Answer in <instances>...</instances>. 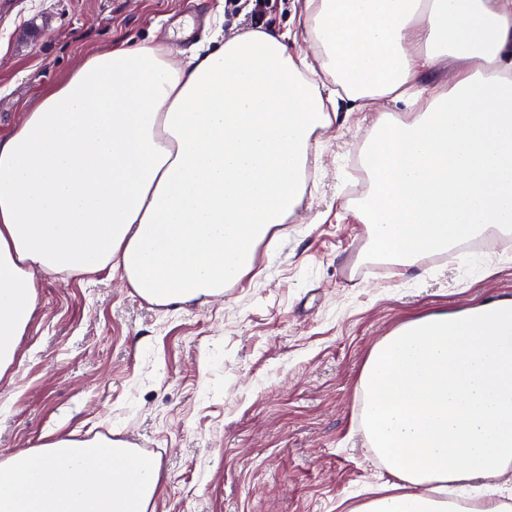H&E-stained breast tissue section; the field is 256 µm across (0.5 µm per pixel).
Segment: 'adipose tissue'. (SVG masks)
Segmentation results:
<instances>
[{"label":"adipose tissue","mask_w":512,"mask_h":512,"mask_svg":"<svg viewBox=\"0 0 512 512\" xmlns=\"http://www.w3.org/2000/svg\"><path fill=\"white\" fill-rule=\"evenodd\" d=\"M309 52L298 51V44ZM451 86L422 79L442 68ZM379 113L356 203L379 257L512 236V0H303L296 26L90 54L0 137V377L36 272L110 271L150 303L223 295L307 193L314 134ZM393 482L355 512H461L424 491L512 470V297L405 322L360 373ZM158 464L105 437L0 459V512H150Z\"/></svg>","instance_id":"ef3b65f1"}]
</instances>
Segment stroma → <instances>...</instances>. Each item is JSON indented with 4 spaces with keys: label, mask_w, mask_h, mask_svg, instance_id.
Here are the masks:
<instances>
[{
    "label": "stroma",
    "mask_w": 512,
    "mask_h": 512,
    "mask_svg": "<svg viewBox=\"0 0 512 512\" xmlns=\"http://www.w3.org/2000/svg\"><path fill=\"white\" fill-rule=\"evenodd\" d=\"M237 0H0V136L85 56L166 41L186 60ZM370 112L317 133L301 211L219 297L168 307L108 272L40 273L18 356L0 378V455L48 434L123 439L157 458L154 512H355L388 480L362 424L372 348L428 313L512 296V260L459 246L400 274L369 259L356 217Z\"/></svg>",
    "instance_id": "35a3bbf8"
}]
</instances>
